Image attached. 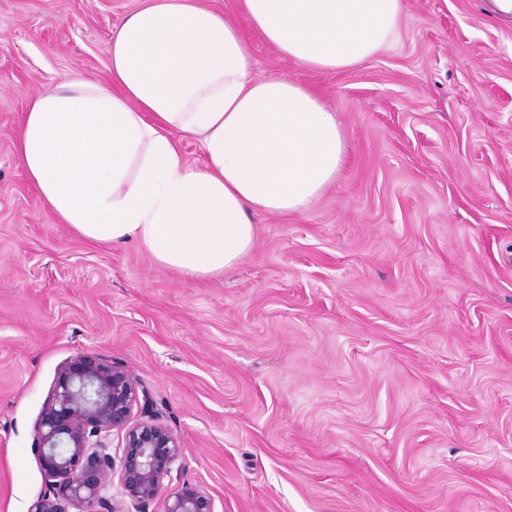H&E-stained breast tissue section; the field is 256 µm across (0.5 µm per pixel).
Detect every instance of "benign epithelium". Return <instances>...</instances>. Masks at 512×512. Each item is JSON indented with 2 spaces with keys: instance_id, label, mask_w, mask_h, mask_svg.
<instances>
[{
  "instance_id": "1",
  "label": "benign epithelium",
  "mask_w": 512,
  "mask_h": 512,
  "mask_svg": "<svg viewBox=\"0 0 512 512\" xmlns=\"http://www.w3.org/2000/svg\"><path fill=\"white\" fill-rule=\"evenodd\" d=\"M141 418H133L134 408ZM47 488L28 512H215L205 490L180 481V438L126 366L83 354L64 363L34 427ZM120 464L117 494L109 472ZM98 510L93 511L91 507Z\"/></svg>"
}]
</instances>
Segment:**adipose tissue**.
<instances>
[{
	"mask_svg": "<svg viewBox=\"0 0 512 512\" xmlns=\"http://www.w3.org/2000/svg\"><path fill=\"white\" fill-rule=\"evenodd\" d=\"M284 57L325 71L374 57L403 0H239ZM206 162L186 161L179 136ZM347 143L305 86L260 77L241 31L198 0H148L112 35L109 81L73 79L28 103L27 178L83 239L132 243L206 276L254 246L255 212L299 213L335 182Z\"/></svg>",
	"mask_w": 512,
	"mask_h": 512,
	"instance_id": "obj_1",
	"label": "adipose tissue"
}]
</instances>
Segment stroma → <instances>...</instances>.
I'll return each instance as SVG.
<instances>
[{"mask_svg": "<svg viewBox=\"0 0 512 512\" xmlns=\"http://www.w3.org/2000/svg\"><path fill=\"white\" fill-rule=\"evenodd\" d=\"M199 2L336 113L343 165L216 275L84 241L17 138L33 97L107 82L144 0H0V512L43 492L34 426L87 353L152 392L215 512H512V15L404 0L389 48L316 72Z\"/></svg>", "mask_w": 512, "mask_h": 512, "instance_id": "35a3bbf8", "label": "stroma"}]
</instances>
